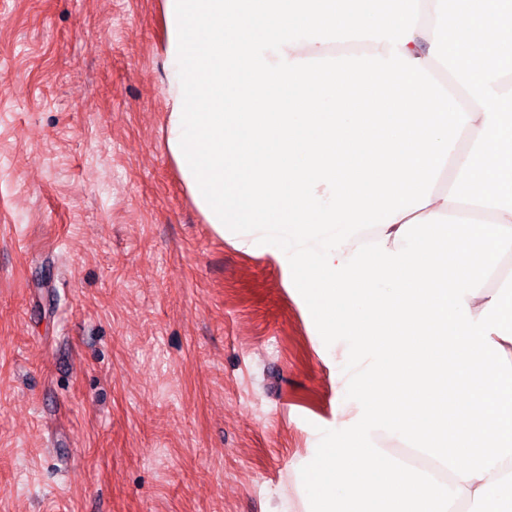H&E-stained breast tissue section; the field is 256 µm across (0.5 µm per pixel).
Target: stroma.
Returning <instances> with one entry per match:
<instances>
[{
	"label": "stroma",
	"instance_id": "1",
	"mask_svg": "<svg viewBox=\"0 0 512 512\" xmlns=\"http://www.w3.org/2000/svg\"><path fill=\"white\" fill-rule=\"evenodd\" d=\"M164 0H0V512H283L339 354L166 147Z\"/></svg>",
	"mask_w": 512,
	"mask_h": 512
}]
</instances>
